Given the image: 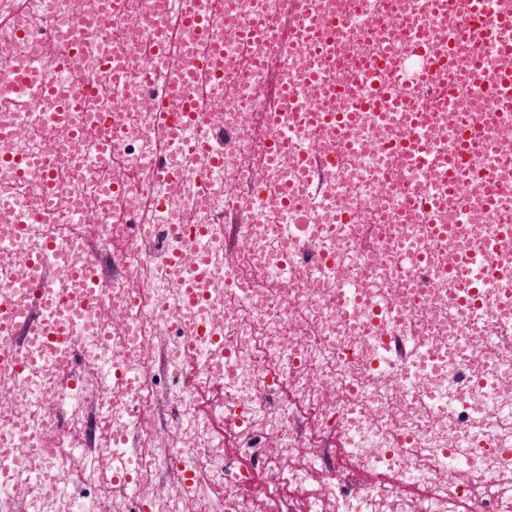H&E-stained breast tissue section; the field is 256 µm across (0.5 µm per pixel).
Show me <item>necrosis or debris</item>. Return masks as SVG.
Wrapping results in <instances>:
<instances>
[{
    "label": "necrosis or debris",
    "mask_w": 512,
    "mask_h": 512,
    "mask_svg": "<svg viewBox=\"0 0 512 512\" xmlns=\"http://www.w3.org/2000/svg\"><path fill=\"white\" fill-rule=\"evenodd\" d=\"M235 3L238 26L263 27L265 40L225 35L223 0H205L214 38L192 47L166 0H0V124L15 128L0 154L53 159L21 182L0 166V187L18 202L0 209V285L17 309L32 308L28 258L41 239L97 257L89 278L51 270L56 292L95 301L73 348L31 377L0 363V386L14 390L0 403V460L14 470L0 512H138L146 501L174 512L187 473L220 489L224 512H321L327 502L335 512H454L466 494L483 512H512V319L495 313L507 283H489L475 315L443 274L512 223L511 202L486 204L512 185V126L492 119L503 108L493 79L512 58L469 39L459 0L444 19L421 0H302L306 13L337 19L317 60L288 32V0ZM78 18L87 26L70 28ZM411 30L448 58L415 102L426 144L454 153L461 124L482 139L451 187L442 167L416 171L392 150L408 113L366 105L381 88L408 95L407 72L420 65ZM65 42L83 50L62 72L51 62ZM105 60L123 83H108ZM150 68L186 82L193 112L214 113L186 133L209 134L223 166L165 137ZM19 74L63 95L96 87L63 117L80 137L47 133L52 101L15 110ZM269 108L277 124L247 125L248 111ZM316 110L352 119L339 133L308 124ZM323 153L336 166L314 185L296 157ZM50 180L59 205L14 233ZM436 224L449 225L447 240ZM202 251L211 266L190 306L168 259ZM343 288L359 303L339 308ZM125 375L136 383L119 384ZM167 406L178 421L162 437L143 418ZM119 451L139 497L113 477ZM461 462L463 479L448 481ZM418 484L433 494L405 497Z\"/></svg>",
    "instance_id": "obj_1"
}]
</instances>
